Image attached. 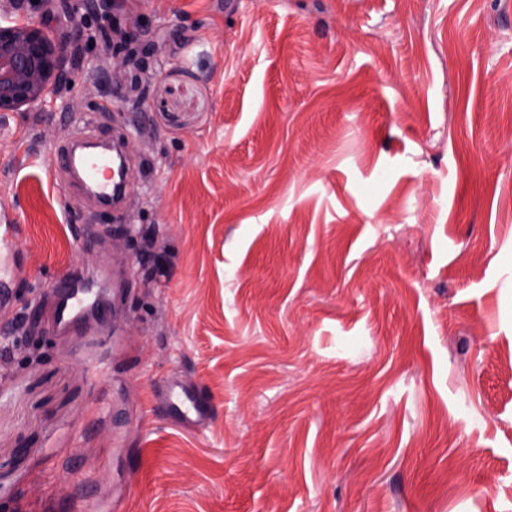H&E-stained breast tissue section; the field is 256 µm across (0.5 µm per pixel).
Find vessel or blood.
<instances>
[{"mask_svg": "<svg viewBox=\"0 0 512 512\" xmlns=\"http://www.w3.org/2000/svg\"><path fill=\"white\" fill-rule=\"evenodd\" d=\"M86 140L85 131H78L75 143L65 150L50 152L43 158V166L51 171L61 167L70 170L84 194L98 205H122L126 188L119 181L117 168L131 160L125 144L102 134L97 150L87 152L83 149ZM54 296V325L59 330L71 332L79 329L88 316L103 319L108 314L103 289L90 285L75 287L62 279L55 284ZM157 389L161 402L180 420L199 428L208 424L211 407L195 385L169 377L159 382Z\"/></svg>", "mask_w": 512, "mask_h": 512, "instance_id": "1", "label": "vessel or blood"}]
</instances>
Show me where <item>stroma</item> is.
Returning <instances> with one entry per match:
<instances>
[{"instance_id":"1","label":"stroma","mask_w":512,"mask_h":512,"mask_svg":"<svg viewBox=\"0 0 512 512\" xmlns=\"http://www.w3.org/2000/svg\"><path fill=\"white\" fill-rule=\"evenodd\" d=\"M68 48L0 112L31 320L0 512H512V0H0ZM111 28L112 46L87 35ZM111 101L119 212L40 154ZM94 281L103 332L52 325ZM212 406L188 426L169 373ZM161 402L180 420L205 427L211 416V407L198 388L188 382L169 377L157 385Z\"/></svg>"}]
</instances>
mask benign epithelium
Segmentation results:
<instances>
[{
    "label": "benign epithelium",
    "instance_id": "1",
    "mask_svg": "<svg viewBox=\"0 0 512 512\" xmlns=\"http://www.w3.org/2000/svg\"><path fill=\"white\" fill-rule=\"evenodd\" d=\"M67 65L55 32L33 22L0 23V112L48 104Z\"/></svg>",
    "mask_w": 512,
    "mask_h": 512
}]
</instances>
